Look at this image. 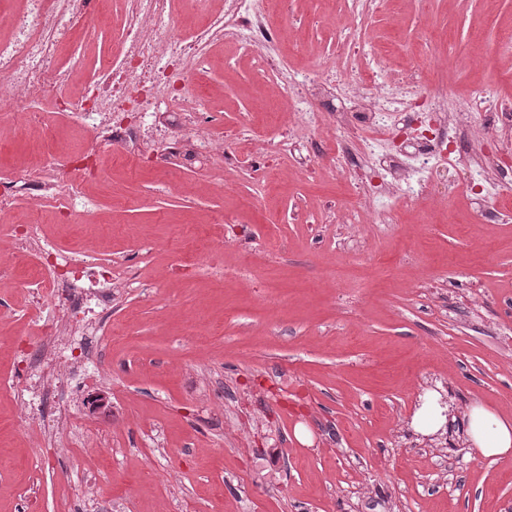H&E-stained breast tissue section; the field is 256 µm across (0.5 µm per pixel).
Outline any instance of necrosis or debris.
I'll return each mask as SVG.
<instances>
[{
    "instance_id": "1",
    "label": "necrosis or debris",
    "mask_w": 512,
    "mask_h": 512,
    "mask_svg": "<svg viewBox=\"0 0 512 512\" xmlns=\"http://www.w3.org/2000/svg\"><path fill=\"white\" fill-rule=\"evenodd\" d=\"M289 0H223L218 19L194 37H184L175 23L176 0H124V36L117 54L132 60V67L114 66L111 53L98 59L101 89L96 93L93 109L83 106L84 90H77L73 103L77 123L88 133L102 131L121 141L127 134L114 127L110 113L131 110L153 111L160 98L176 102L189 98L204 105L205 97L185 81V74L208 63L204 45L220 36L254 51L258 66L275 75L279 87L288 98L290 112L301 129L315 127L320 113L336 118V135L344 140L363 137L372 132L365 148L376 154L375 167L380 179H387L394 168H402L404 178L398 197L404 203L427 198L432 192L433 172L450 164L448 126L452 120L447 94L432 91L424 101L407 97L404 87L422 83L424 70L436 63V53H429L420 68L394 70L388 55L365 56L352 50L353 33H345L344 47L332 60L329 74L314 70L304 73L292 70L288 58L279 47L280 35L272 22V11H287ZM89 18L88 0H25L23 9H11L5 22L10 30L0 37V117L7 115L18 124L20 132L35 128L40 115L33 101H54L60 89L71 81V74L58 62L60 51L85 27ZM171 55L180 61L176 79L180 88H170L156 76L155 64L160 56ZM45 170L43 180L23 185L0 184V216H5L18 190H25L32 203L61 199L68 221L86 217L82 178L68 168L54 153H46L36 163ZM512 174V164L492 157L481 163L472 184L452 188L449 197L471 198L485 209L486 221L498 220L499 213L491 201L493 177ZM57 264L66 272L54 276L49 292L52 303L70 317H81V324L61 329L58 322L46 326L59 342L57 353L67 358L72 372H80L86 362L99 351L104 339L96 314L112 308V269L84 264L68 252H56ZM54 361L29 359L30 388L40 405L39 424L58 425L59 418L45 399L50 391L62 392L65 381L48 385Z\"/></svg>"
}]
</instances>
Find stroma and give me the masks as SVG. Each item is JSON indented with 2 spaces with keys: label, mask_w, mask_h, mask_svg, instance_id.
<instances>
[{
  "label": "stroma",
  "mask_w": 512,
  "mask_h": 512,
  "mask_svg": "<svg viewBox=\"0 0 512 512\" xmlns=\"http://www.w3.org/2000/svg\"><path fill=\"white\" fill-rule=\"evenodd\" d=\"M95 17L70 52L88 84L111 16ZM341 0H293L275 15L296 69L336 52ZM365 50L394 49L407 67L435 45L425 87L464 108L471 87L512 100L497 61L512 0H389L359 19ZM208 108L124 115L180 134L125 146L91 140L68 109L35 103L34 136L0 122V179L27 177L52 152L83 165L88 216L16 202L13 220L44 244L112 261L111 333L85 372L111 407L65 396L68 422L43 434L17 422L33 395L16 369L42 353L54 309L34 302L35 259L0 230V512H512V457H479L462 420L429 440L410 426L437 393L456 411L475 400L512 415V187L482 221L463 203L456 224H416L410 208L372 224L364 191L339 169L332 133L286 144L290 116L250 52L211 45ZM208 130L236 156L197 153Z\"/></svg>",
  "instance_id": "stroma-1"
}]
</instances>
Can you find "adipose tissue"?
<instances>
[{
	"label": "adipose tissue",
	"mask_w": 512,
	"mask_h": 512,
	"mask_svg": "<svg viewBox=\"0 0 512 512\" xmlns=\"http://www.w3.org/2000/svg\"><path fill=\"white\" fill-rule=\"evenodd\" d=\"M467 443L484 458L512 455V418L499 415L480 403L469 405L464 413Z\"/></svg>",
	"instance_id": "ef3b65f1"
}]
</instances>
